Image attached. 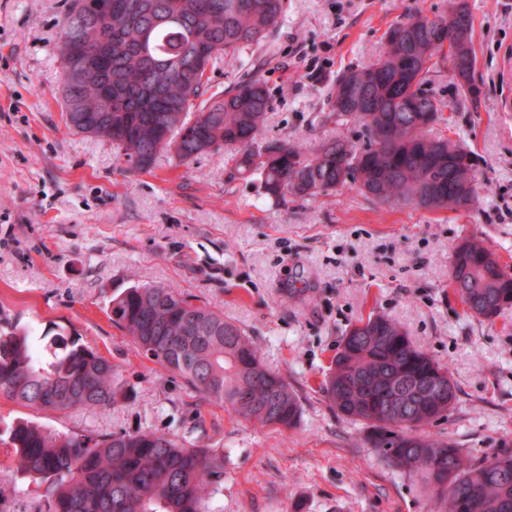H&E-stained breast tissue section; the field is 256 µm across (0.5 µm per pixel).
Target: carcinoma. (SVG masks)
<instances>
[{
	"instance_id": "obj_1",
	"label": "carcinoma",
	"mask_w": 512,
	"mask_h": 512,
	"mask_svg": "<svg viewBox=\"0 0 512 512\" xmlns=\"http://www.w3.org/2000/svg\"><path fill=\"white\" fill-rule=\"evenodd\" d=\"M446 14L413 12L384 33L373 62L336 76L327 121L356 128L313 152L268 140L266 82L252 77L209 93L219 56L258 45L283 0H66L58 36L61 108L68 128L112 143L135 171L167 152L188 165L233 150L230 175L258 174L266 195L314 199L353 189L380 204L428 212L468 210L478 175L468 153L435 127L445 104L424 86L454 62L449 82L479 100L473 18L465 0ZM448 287L464 311L493 322L512 307V274L483 243L450 250ZM112 325L139 355L199 397L249 422L285 429L301 417L298 394L262 362L244 331L197 297L135 285L110 300ZM50 355L31 332L0 329V400L36 411L110 410L137 387L98 350L61 331ZM330 406L366 425L390 465L418 476L445 512H512V443L481 464L416 430L448 414L458 387L449 369L393 320L370 314L346 331L323 383ZM14 471L35 484L31 512H216L224 449L153 429L56 432L26 419L0 427Z\"/></svg>"
}]
</instances>
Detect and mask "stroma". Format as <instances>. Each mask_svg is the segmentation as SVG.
<instances>
[{
	"label": "stroma",
	"mask_w": 512,
	"mask_h": 512,
	"mask_svg": "<svg viewBox=\"0 0 512 512\" xmlns=\"http://www.w3.org/2000/svg\"><path fill=\"white\" fill-rule=\"evenodd\" d=\"M473 17L479 103L447 75L445 135L471 154L478 204L436 213L390 208L348 190L311 201L265 195L258 177L230 178L226 154L190 165L158 156L127 171L112 145L61 118L56 44L62 0H0V320L82 338L138 386L109 411L44 412L68 431L151 428L224 451L222 512H438L417 479L365 443L363 424L336 414L320 384L350 324L387 315L448 366L459 393L429 434L483 462L512 440V309L495 322L462 312L448 288V251L474 238L512 270V0H466ZM260 45L218 57L212 91L252 76L272 97L271 139L353 136L320 125L341 72L373 61L390 25L448 0H283ZM164 283L223 311L264 363L298 392L293 429L236 419L137 354L106 315L111 294Z\"/></svg>",
	"instance_id": "obj_1"
}]
</instances>
